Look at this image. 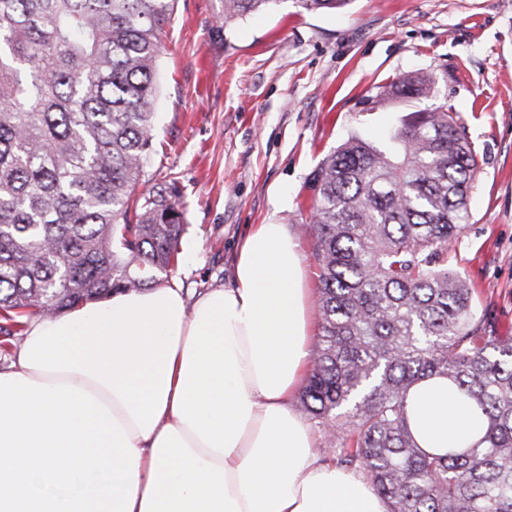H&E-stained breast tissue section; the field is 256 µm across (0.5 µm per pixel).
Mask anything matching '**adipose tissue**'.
<instances>
[{"instance_id":"1","label":"adipose tissue","mask_w":512,"mask_h":512,"mask_svg":"<svg viewBox=\"0 0 512 512\" xmlns=\"http://www.w3.org/2000/svg\"><path fill=\"white\" fill-rule=\"evenodd\" d=\"M314 335L298 238L254 224L231 285L190 303L173 282L36 319L8 371L110 409L140 454L132 512H389L364 474L321 456L293 407ZM407 417L419 447L441 455L485 429L441 378L410 388Z\"/></svg>"}]
</instances>
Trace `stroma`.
<instances>
[{"label": "stroma", "instance_id": "obj_1", "mask_svg": "<svg viewBox=\"0 0 512 512\" xmlns=\"http://www.w3.org/2000/svg\"><path fill=\"white\" fill-rule=\"evenodd\" d=\"M221 0H175L158 59L144 188L177 179L186 224L172 276L184 295L230 285L248 226L284 224L305 256L313 170L347 138L383 144L400 116L447 103L477 153L469 218L448 266L512 336V0H353L270 13L217 32ZM432 99L374 112L366 96L409 74Z\"/></svg>", "mask_w": 512, "mask_h": 512}]
</instances>
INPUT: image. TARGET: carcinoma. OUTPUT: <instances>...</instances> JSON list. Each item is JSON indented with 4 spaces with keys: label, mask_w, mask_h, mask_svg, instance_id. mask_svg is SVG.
Wrapping results in <instances>:
<instances>
[{
    "label": "carcinoma",
    "mask_w": 512,
    "mask_h": 512,
    "mask_svg": "<svg viewBox=\"0 0 512 512\" xmlns=\"http://www.w3.org/2000/svg\"><path fill=\"white\" fill-rule=\"evenodd\" d=\"M279 0H222L227 28ZM351 0H299L307 11ZM174 0H0V335L179 264L185 212L171 180L138 191L152 148L160 36ZM430 76L366 99L428 98ZM477 171L443 102L402 116L387 147L351 137L313 172L309 217L321 333L300 395L389 512H512V336L448 271ZM448 379L486 418L463 453L422 451L406 398Z\"/></svg>",
    "instance_id": "cac0c4a2"
}]
</instances>
